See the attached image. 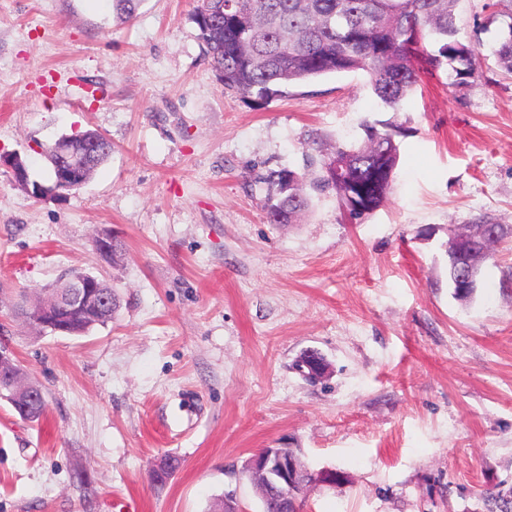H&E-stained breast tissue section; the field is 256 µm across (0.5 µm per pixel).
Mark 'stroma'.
Wrapping results in <instances>:
<instances>
[{
	"mask_svg": "<svg viewBox=\"0 0 512 512\" xmlns=\"http://www.w3.org/2000/svg\"><path fill=\"white\" fill-rule=\"evenodd\" d=\"M200 0H0V153L50 183L46 149L94 130L110 158L64 197L0 168V316L71 272L119 307L83 336L12 320L9 342L46 413L0 399V512H260L243 467L293 449L302 512H484L512 486V238L475 296L448 286V230L512 225V76L481 60L468 85L422 74L399 111L365 72L262 100L225 91L198 38ZM501 0H458L461 37L488 51ZM401 128L383 207L354 221L316 193L293 224L266 219L313 143ZM104 230L117 257L95 249ZM318 350L319 382L294 367ZM182 466L166 485L164 455ZM2 165L8 167L12 171L15 179L18 182L27 186V188L32 196L42 197L44 186L36 181H33V182L29 181L30 178H29L27 166L24 163V161L22 160V158L20 157V155L8 154V155L2 156L0 153V167ZM30 185H31V188H30Z\"/></svg>",
	"mask_w": 512,
	"mask_h": 512,
	"instance_id": "obj_1",
	"label": "stroma"
}]
</instances>
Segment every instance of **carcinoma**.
Masks as SVG:
<instances>
[{"label":"carcinoma","mask_w":512,"mask_h":512,"mask_svg":"<svg viewBox=\"0 0 512 512\" xmlns=\"http://www.w3.org/2000/svg\"><path fill=\"white\" fill-rule=\"evenodd\" d=\"M457 0H202L194 14L199 39L224 89L269 99L315 77L363 70L375 97L399 110L420 71L443 67L458 86L468 83L481 51L464 42ZM489 55L512 76V11ZM365 144L316 148L320 171L311 181L290 169L276 173L278 194L270 224H290L310 205L305 186L333 192L352 220L384 206L400 150L391 129L365 125ZM44 329L81 336L112 317L95 310L53 311ZM488 512H512V488L485 489Z\"/></svg>","instance_id":"carcinoma-1"}]
</instances>
